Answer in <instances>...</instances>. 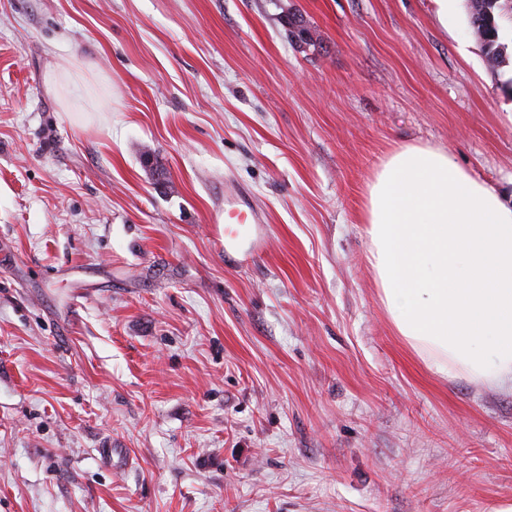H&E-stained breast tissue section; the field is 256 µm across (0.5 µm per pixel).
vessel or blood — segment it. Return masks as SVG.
<instances>
[{"label": "vessel or blood", "instance_id": "b4317fda", "mask_svg": "<svg viewBox=\"0 0 512 512\" xmlns=\"http://www.w3.org/2000/svg\"><path fill=\"white\" fill-rule=\"evenodd\" d=\"M219 221L224 231L226 262H234L239 257L250 261L263 253L266 231L258 224L245 194L225 198L224 214Z\"/></svg>", "mask_w": 512, "mask_h": 512}]
</instances>
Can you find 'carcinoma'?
<instances>
[{
  "instance_id": "cac0c4a2",
  "label": "carcinoma",
  "mask_w": 512,
  "mask_h": 512,
  "mask_svg": "<svg viewBox=\"0 0 512 512\" xmlns=\"http://www.w3.org/2000/svg\"><path fill=\"white\" fill-rule=\"evenodd\" d=\"M471 30L482 43L487 65L497 69L506 63L507 44L500 41L503 22L512 19V0H468ZM293 41L300 46L315 44L314 33L296 16L288 18Z\"/></svg>"
}]
</instances>
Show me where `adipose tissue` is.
I'll use <instances>...</instances> for the list:
<instances>
[{"mask_svg": "<svg viewBox=\"0 0 512 512\" xmlns=\"http://www.w3.org/2000/svg\"><path fill=\"white\" fill-rule=\"evenodd\" d=\"M361 220L387 314L426 367L512 382V206L448 151L406 145L376 171Z\"/></svg>", "mask_w": 512, "mask_h": 512, "instance_id": "adipose-tissue-1", "label": "adipose tissue"}]
</instances>
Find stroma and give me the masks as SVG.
I'll list each match as a JSON object with an SVG mask.
<instances>
[{"label": "stroma", "instance_id": "35a3bbf8", "mask_svg": "<svg viewBox=\"0 0 512 512\" xmlns=\"http://www.w3.org/2000/svg\"><path fill=\"white\" fill-rule=\"evenodd\" d=\"M402 144L512 205L467 0H0V512L512 502V385L431 373L366 261ZM241 190L267 247L228 265Z\"/></svg>", "mask_w": 512, "mask_h": 512}]
</instances>
